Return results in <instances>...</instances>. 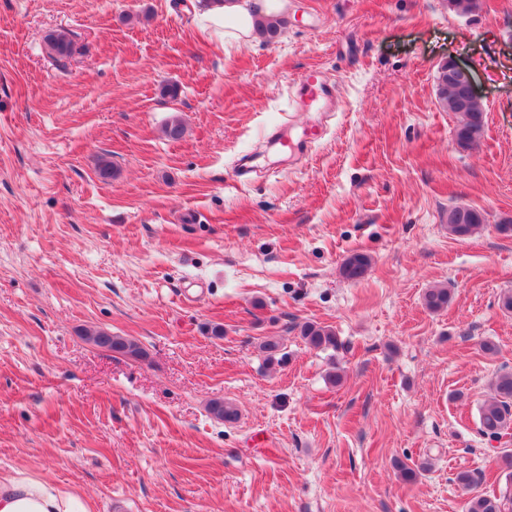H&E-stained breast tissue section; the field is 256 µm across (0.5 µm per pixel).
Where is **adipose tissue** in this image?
<instances>
[{"mask_svg":"<svg viewBox=\"0 0 512 512\" xmlns=\"http://www.w3.org/2000/svg\"><path fill=\"white\" fill-rule=\"evenodd\" d=\"M279 12L274 0L255 8L250 0H209L199 15L204 32L234 42L256 38V22ZM0 512H92L79 492L23 468L0 471Z\"/></svg>","mask_w":512,"mask_h":512,"instance_id":"adipose-tissue-1","label":"adipose tissue"}]
</instances>
